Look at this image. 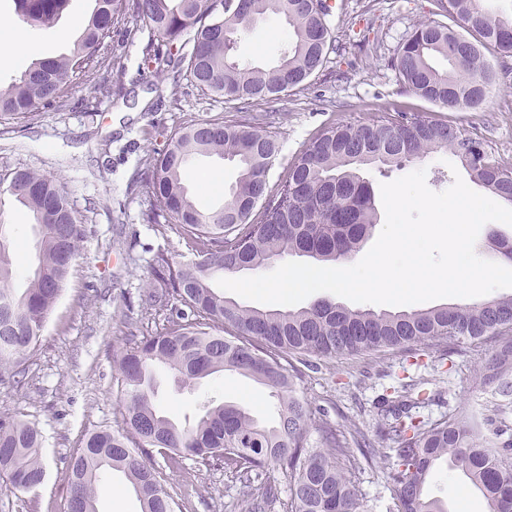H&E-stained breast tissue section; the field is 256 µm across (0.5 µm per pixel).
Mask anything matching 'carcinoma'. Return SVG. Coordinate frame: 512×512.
<instances>
[{
	"label": "carcinoma",
	"mask_w": 512,
	"mask_h": 512,
	"mask_svg": "<svg viewBox=\"0 0 512 512\" xmlns=\"http://www.w3.org/2000/svg\"><path fill=\"white\" fill-rule=\"evenodd\" d=\"M30 26L50 30L69 0H14ZM455 26L418 24L391 66L412 92L450 109L477 108L495 74L485 52L512 53V22L479 0H438ZM285 18L288 48L269 67L238 60L233 38L270 14ZM145 22L151 40L145 62L186 70L201 89L230 101H264L301 87L334 47L324 0H95L69 52L32 61L8 86L0 85V120L25 119L60 98L73 73L102 60L101 50L128 16ZM254 115L244 122L206 120L170 136L145 160L143 175L158 205L174 220L160 225L195 254L175 267L162 254L153 272L157 288L140 295V312L153 319L176 301L185 307L159 332L144 336L119 358L125 398L122 431L89 433L70 459L71 491L65 512H97L102 472L124 473L141 512H175L174 494L152 459L179 466L222 463L238 476L246 512H272L280 501L266 477L277 466L288 477V512H364L352 471L395 452L388 473L397 512H447L427 493L432 470L446 461L461 470L488 503V512H512V297L415 311L353 310L321 299L297 310L240 306L210 286L216 275L261 269L288 255L317 262L349 259L378 224L371 184L360 174L371 164L400 167L439 150L449 151L472 182L512 207V167L499 163L483 139L446 121L407 112H380L360 124L319 130L288 162L272 189L268 173L280 143ZM196 155L236 163L239 176L211 213L197 209L184 183ZM25 206L38 232V264L23 291L13 288L11 256L0 246V378L20 384L44 324L69 274L86 227L67 192L53 177L17 168L0 177V195ZM488 250L512 263V239L493 237ZM491 338L495 349L479 369L476 385L491 395L479 412L465 406L436 422L416 419L413 409L434 393L411 379L384 402L372 442L355 422L345 431L314 421L296 392L295 376L282 359L310 367L338 354L417 355L426 342L448 345ZM174 372L182 385L234 372L271 389L277 418L255 420L242 406L208 404L192 424L160 411L153 370ZM317 425L320 448L309 447ZM352 439H347V436ZM357 446L354 455L349 443ZM41 435L30 422L0 415V480L18 490L42 484Z\"/></svg>",
	"instance_id": "carcinoma-1"
}]
</instances>
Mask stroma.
<instances>
[{
	"label": "stroma",
	"instance_id": "35a3bbf8",
	"mask_svg": "<svg viewBox=\"0 0 512 512\" xmlns=\"http://www.w3.org/2000/svg\"><path fill=\"white\" fill-rule=\"evenodd\" d=\"M328 24L341 50L329 53L322 68L300 88L251 104L229 101L201 90L188 73L158 75L144 69L142 49L149 30L129 17L112 35L110 61L72 77L63 96L39 109L31 120L15 123L0 135V174L23 166L56 178L67 191L87 236L63 291L42 331L41 344L26 363V380L0 381V414L35 423L42 435L43 483L22 491L0 481V512H64L70 491L69 462L86 434L122 429L116 360L136 338L160 329L163 318L142 319L139 295L154 282L153 259L164 254L173 265L191 262L193 254L174 233H160L146 216L158 204L146 182L134 176L149 154L182 127L204 120L242 121L270 113L266 129L281 146L269 172L277 185L294 156L323 127L362 123L374 113L401 110L443 120L477 135L496 158L512 166V53H488L496 77L485 105L450 110L432 104L400 82L389 64L397 48L423 21L439 19L436 0H335ZM94 0H70L58 23L32 36L44 57L58 55L81 33ZM288 45V26L268 15L239 36L237 56L255 65L274 63ZM122 61L117 78L113 61ZM121 81L119 90L102 99L96 111L81 99L103 83ZM237 167L215 157H196L185 183L196 207L210 211L223 205L235 185ZM0 224L9 225V252L16 267V287H25L37 254L38 236L23 206L0 199ZM494 344L463 343L446 352L421 347L415 361L402 354L338 355L323 359L318 371L301 370L288 358V370H301L297 392L311 410H325L329 420L352 418L372 437L377 404L392 396L400 379H425L441 389L440 397L422 404L421 419L436 420L458 406L481 400L475 376ZM157 406L177 420L195 419L204 404L231 402L245 406L260 422L276 414L269 389L250 378L227 372L198 380L189 388L171 373L157 374ZM154 464L177 494V512H235L239 482L222 465L208 467L183 461ZM391 459H378L357 473L355 481L366 512H396L387 484ZM430 496L448 512H488L487 503L469 479L448 465L437 466L428 479ZM98 512H141L128 481L119 472L106 476L96 501Z\"/></svg>",
	"mask_w": 512,
	"mask_h": 512
}]
</instances>
